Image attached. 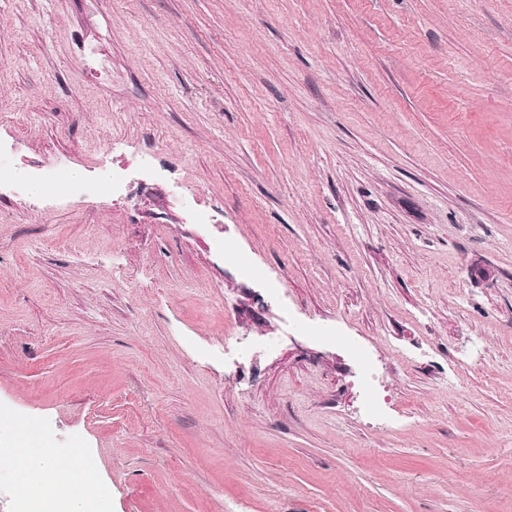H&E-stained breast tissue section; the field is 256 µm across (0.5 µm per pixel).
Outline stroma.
Returning a JSON list of instances; mask_svg holds the SVG:
<instances>
[{"instance_id":"35a3bbf8","label":"stroma","mask_w":512,"mask_h":512,"mask_svg":"<svg viewBox=\"0 0 512 512\" xmlns=\"http://www.w3.org/2000/svg\"><path fill=\"white\" fill-rule=\"evenodd\" d=\"M0 431L109 512H512V0H0Z\"/></svg>"}]
</instances>
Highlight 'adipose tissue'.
Here are the masks:
<instances>
[{"mask_svg": "<svg viewBox=\"0 0 512 512\" xmlns=\"http://www.w3.org/2000/svg\"><path fill=\"white\" fill-rule=\"evenodd\" d=\"M0 469L17 473L13 497L18 512H104L103 494L95 483L72 485L68 461L55 457L44 443L22 431L0 434Z\"/></svg>", "mask_w": 512, "mask_h": 512, "instance_id": "ef3b65f1", "label": "adipose tissue"}]
</instances>
